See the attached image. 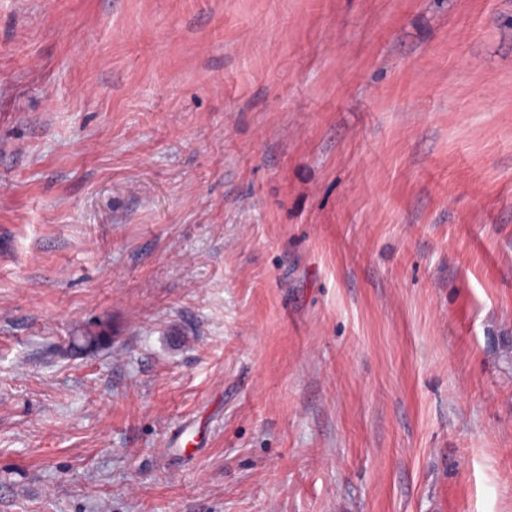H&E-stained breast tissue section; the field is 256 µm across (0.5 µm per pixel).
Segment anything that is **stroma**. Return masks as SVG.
<instances>
[{
  "label": "stroma",
  "instance_id": "obj_1",
  "mask_svg": "<svg viewBox=\"0 0 512 512\" xmlns=\"http://www.w3.org/2000/svg\"><path fill=\"white\" fill-rule=\"evenodd\" d=\"M0 512H512V0H0Z\"/></svg>",
  "mask_w": 512,
  "mask_h": 512
}]
</instances>
